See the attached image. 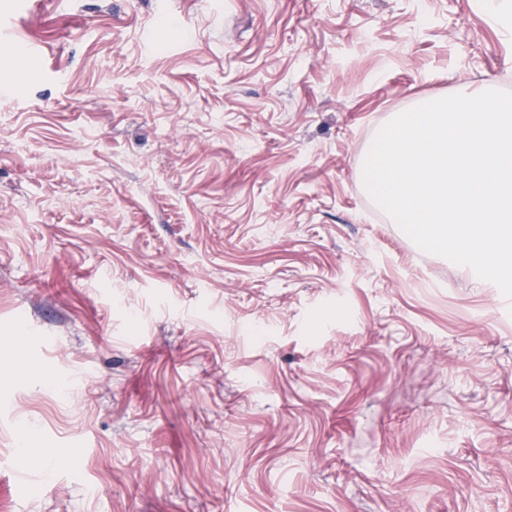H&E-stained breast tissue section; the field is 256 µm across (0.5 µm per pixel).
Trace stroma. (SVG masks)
I'll return each instance as SVG.
<instances>
[{
  "mask_svg": "<svg viewBox=\"0 0 512 512\" xmlns=\"http://www.w3.org/2000/svg\"><path fill=\"white\" fill-rule=\"evenodd\" d=\"M481 2L0 0L7 512H512V300L363 182ZM23 447L19 450V464L23 468H28L36 462L40 456L49 455L56 461H62L68 454L67 449L61 450H48L45 448H28L26 446V440L23 439Z\"/></svg>",
  "mask_w": 512,
  "mask_h": 512,
  "instance_id": "stroma-1",
  "label": "stroma"
}]
</instances>
